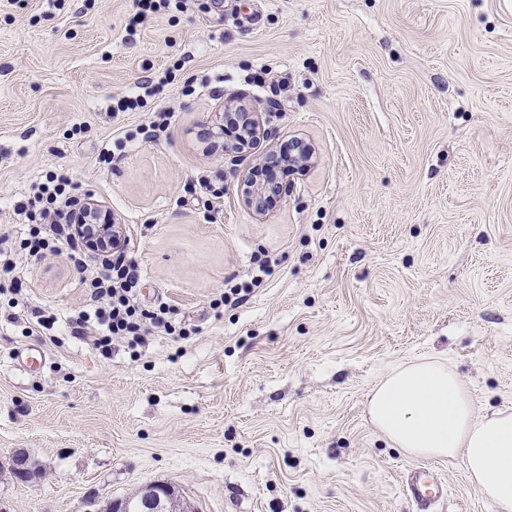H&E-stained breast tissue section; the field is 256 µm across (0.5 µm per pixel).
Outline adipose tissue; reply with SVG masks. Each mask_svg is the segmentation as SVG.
I'll return each instance as SVG.
<instances>
[{
    "label": "adipose tissue",
    "mask_w": 512,
    "mask_h": 512,
    "mask_svg": "<svg viewBox=\"0 0 512 512\" xmlns=\"http://www.w3.org/2000/svg\"><path fill=\"white\" fill-rule=\"evenodd\" d=\"M372 426L408 458L461 460L498 512H512V413L478 415L447 361L420 356L390 368L367 405Z\"/></svg>",
    "instance_id": "obj_1"
}]
</instances>
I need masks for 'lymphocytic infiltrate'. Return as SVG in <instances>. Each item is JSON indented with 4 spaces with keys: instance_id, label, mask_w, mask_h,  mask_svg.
I'll return each mask as SVG.
<instances>
[{
    "instance_id": "1",
    "label": "lymphocytic infiltrate",
    "mask_w": 512,
    "mask_h": 512,
    "mask_svg": "<svg viewBox=\"0 0 512 512\" xmlns=\"http://www.w3.org/2000/svg\"><path fill=\"white\" fill-rule=\"evenodd\" d=\"M75 188L69 172L61 169L47 174L44 181L33 186L31 196L13 207L29 226L28 236L20 244L23 251L33 257L66 254L82 275L86 303L68 320L71 335L82 338L88 330H95L94 344L107 355L113 340L122 336H141L153 327L175 334L166 307H141L140 271L135 258L120 253L92 264L85 254L75 251L66 222Z\"/></svg>"
}]
</instances>
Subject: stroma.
<instances>
[{
  "label": "stroma",
  "mask_w": 512,
  "mask_h": 512,
  "mask_svg": "<svg viewBox=\"0 0 512 512\" xmlns=\"http://www.w3.org/2000/svg\"><path fill=\"white\" fill-rule=\"evenodd\" d=\"M131 11L0 0V231L18 249L14 202L68 169L124 225L142 302L188 335L102 356L66 331L86 292L65 255L26 260L22 306L0 297V512H105L149 483L185 512H418L417 462L369 423L371 387L432 356L478 414L512 409V0H187L133 37ZM168 67L162 97L112 112ZM242 92L274 133L258 152L315 148L257 209L239 186L254 159L202 138ZM159 110L169 134L145 140ZM200 174L222 198L185 194ZM264 258L263 284L222 304ZM31 306L53 336L27 333ZM31 346L34 373L14 361ZM430 467L448 486L432 512H497L461 461Z\"/></svg>",
  "instance_id": "stroma-1"
}]
</instances>
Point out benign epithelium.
I'll list each match as a JSON object with an SVG mask.
<instances>
[{"mask_svg":"<svg viewBox=\"0 0 512 512\" xmlns=\"http://www.w3.org/2000/svg\"><path fill=\"white\" fill-rule=\"evenodd\" d=\"M234 109L241 111L243 126L238 140L231 144L230 149L237 153H249L255 144L268 137V132L262 127L258 113L251 110L248 103L240 99L234 105ZM301 146L300 152L279 155L276 161L288 164L291 169L308 167L315 150L305 141L301 142ZM266 192L267 184L258 182L249 175L242 182L243 199L251 206L259 205ZM69 223L73 225L76 239L91 251L110 253L122 250L126 244L124 225L117 221L112 210L95 200L90 193L75 197ZM12 468L17 480H30L28 461L23 453L13 455ZM177 506V496L171 486L150 483L132 497L113 501L112 512H174Z\"/></svg>","mask_w":512,"mask_h":512,"instance_id":"benign-epithelium-1","label":"benign epithelium"}]
</instances>
